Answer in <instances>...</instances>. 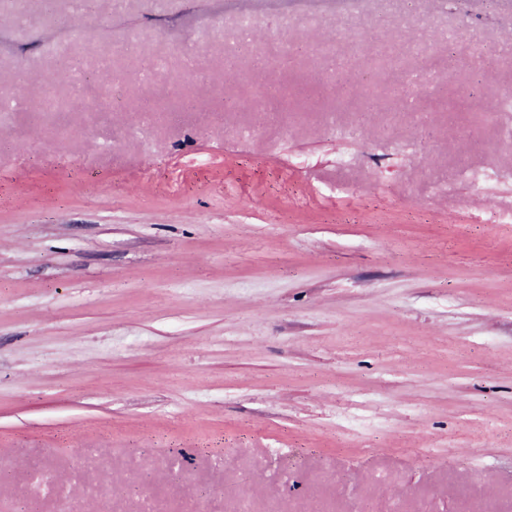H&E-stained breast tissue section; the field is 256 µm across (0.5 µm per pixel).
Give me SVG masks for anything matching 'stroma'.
Masks as SVG:
<instances>
[{"mask_svg": "<svg viewBox=\"0 0 512 512\" xmlns=\"http://www.w3.org/2000/svg\"><path fill=\"white\" fill-rule=\"evenodd\" d=\"M505 88L512 0H0V512H512Z\"/></svg>", "mask_w": 512, "mask_h": 512, "instance_id": "obj_1", "label": "stroma"}]
</instances>
